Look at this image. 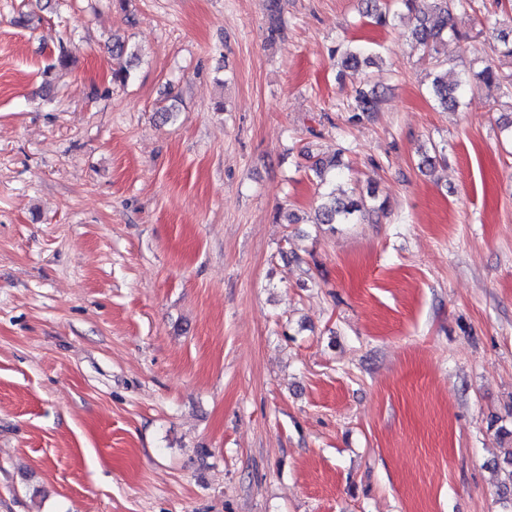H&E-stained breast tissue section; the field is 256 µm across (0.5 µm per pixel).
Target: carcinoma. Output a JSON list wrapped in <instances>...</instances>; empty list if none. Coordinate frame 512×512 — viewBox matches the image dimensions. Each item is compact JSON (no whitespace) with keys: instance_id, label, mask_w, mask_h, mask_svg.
<instances>
[{"instance_id":"obj_1","label":"carcinoma","mask_w":512,"mask_h":512,"mask_svg":"<svg viewBox=\"0 0 512 512\" xmlns=\"http://www.w3.org/2000/svg\"><path fill=\"white\" fill-rule=\"evenodd\" d=\"M415 22L410 27L408 37L431 56L438 53V46L456 35L452 23L453 12L472 8V0H432L431 15L422 13L419 0H402ZM363 13L378 26L386 27L391 24L390 11L383 8V0H361ZM340 55L341 67L349 71H359L376 64L377 56L367 52V47L361 44L347 46L337 50ZM476 84L488 89L501 88L507 77L498 67L487 63L479 71L472 74ZM465 84L459 81L448 82V73L435 75L431 80L430 93L437 105L443 111L459 106L464 96ZM382 103V94L376 89H359L356 91L350 120L361 121L377 112ZM344 163L341 154L337 153L327 158H319L314 162L312 171L320 183L336 178L343 173ZM384 210V204L375 203V195L339 199L331 193L321 196L316 209L315 223L317 224H354L366 215Z\"/></svg>"}]
</instances>
